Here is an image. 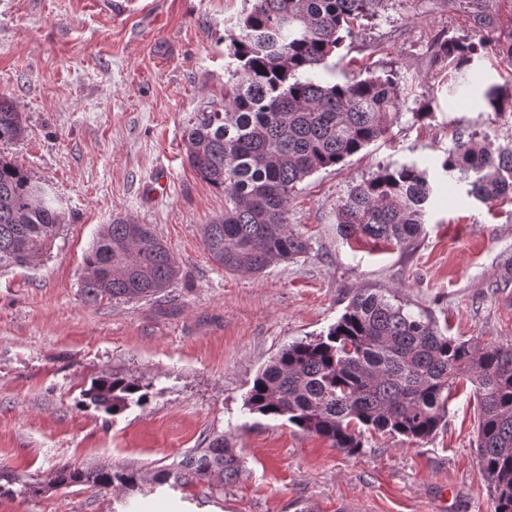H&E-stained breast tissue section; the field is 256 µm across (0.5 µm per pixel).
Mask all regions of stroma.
Masks as SVG:
<instances>
[{
    "label": "stroma",
    "mask_w": 512,
    "mask_h": 512,
    "mask_svg": "<svg viewBox=\"0 0 512 512\" xmlns=\"http://www.w3.org/2000/svg\"><path fill=\"white\" fill-rule=\"evenodd\" d=\"M244 7L133 0L114 15L100 0H0V97L26 119L24 138L0 154L53 184L65 209L49 253L0 268V479L40 485L34 496H0V512H121L120 490L50 487L56 468L108 464L150 477L217 435L243 466L223 494L164 493L148 481L133 496L139 512H494L470 386L428 438L368 432L355 454L244 404L266 364L326 334L359 288L391 291L461 340L512 343V199H469L439 171L455 134L512 139V114L449 101L429 63L437 33L472 37L468 14L456 0H384L354 26L330 80L367 66L416 76V93L401 100L388 139L299 184L288 227L307 249L257 275L208 255L203 226L223 214L224 195L188 165L183 138L197 109L224 104ZM431 98L433 118L415 121ZM412 162L433 185L419 238L403 249L346 240L336 207L350 187ZM117 215L151 225L170 250L180 273L166 296L85 303L83 256ZM112 373L143 386L148 403L116 416L83 405L92 380Z\"/></svg>",
    "instance_id": "35a3bbf8"
}]
</instances>
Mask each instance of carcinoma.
<instances>
[{
  "label": "carcinoma",
  "instance_id": "1",
  "mask_svg": "<svg viewBox=\"0 0 512 512\" xmlns=\"http://www.w3.org/2000/svg\"><path fill=\"white\" fill-rule=\"evenodd\" d=\"M384 0H247L231 38L224 107L207 106L188 120L186 160L224 192V215L203 227L210 258L227 270L260 274L304 253L306 241L288 229V204L298 184L383 138L415 81L366 71L343 82L322 77L354 22ZM479 42L438 35L430 63L447 82L448 98L474 93L471 73L489 52L512 62V31L503 34L490 0H464ZM481 105L512 112V95L495 84ZM25 118L0 98V144L24 137ZM441 171L464 182L482 203L512 197V139L497 146L474 135L452 138ZM433 187L429 169L389 165L352 186L336 211L347 237L361 235L400 248L419 235ZM64 212L53 188L0 155V266H26L51 250ZM177 266L149 224L116 216L103 225L83 258L84 300L153 297L170 287ZM463 380L478 405L477 451L494 512H512V345L480 347L446 335L428 314L409 311L388 291L360 288L345 312L316 340L296 341L255 378L245 398L252 413L281 418L349 453L365 432L431 436ZM90 404L118 414L147 394L133 380L103 375L83 391ZM240 455L224 436L185 453L152 481L172 490L198 484L224 491L236 480ZM146 481L138 469L94 470L62 465L51 484L127 491ZM0 495L35 484L16 476ZM18 489H12V486Z\"/></svg>",
  "mask_w": 512,
  "mask_h": 512
}]
</instances>
